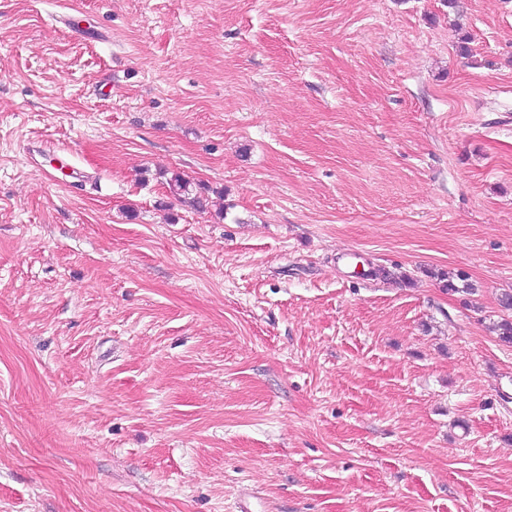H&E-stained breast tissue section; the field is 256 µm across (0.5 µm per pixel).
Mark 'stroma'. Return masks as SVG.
I'll return each mask as SVG.
<instances>
[{
  "label": "stroma",
  "mask_w": 512,
  "mask_h": 512,
  "mask_svg": "<svg viewBox=\"0 0 512 512\" xmlns=\"http://www.w3.org/2000/svg\"><path fill=\"white\" fill-rule=\"evenodd\" d=\"M511 290L512 0H0V512H512Z\"/></svg>",
  "instance_id": "35a3bbf8"
}]
</instances>
